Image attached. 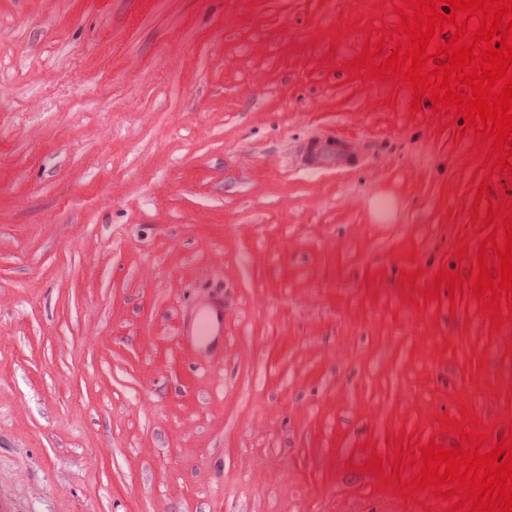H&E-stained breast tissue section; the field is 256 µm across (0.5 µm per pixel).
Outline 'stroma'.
Returning <instances> with one entry per match:
<instances>
[{"label":"stroma","mask_w":512,"mask_h":512,"mask_svg":"<svg viewBox=\"0 0 512 512\" xmlns=\"http://www.w3.org/2000/svg\"><path fill=\"white\" fill-rule=\"evenodd\" d=\"M399 4L0 0V512H442L380 487L395 438L458 446L463 403L484 449L512 428V324L407 298L477 262V134L345 70ZM309 155L316 157L312 161L316 164L308 166L309 169H316L320 165L344 166L347 159L336 155V148L322 146L318 143L312 144L309 148ZM178 336L182 344L191 348L196 345L214 346L224 339V296L214 294L201 301L194 311L181 323Z\"/></svg>","instance_id":"obj_1"}]
</instances>
